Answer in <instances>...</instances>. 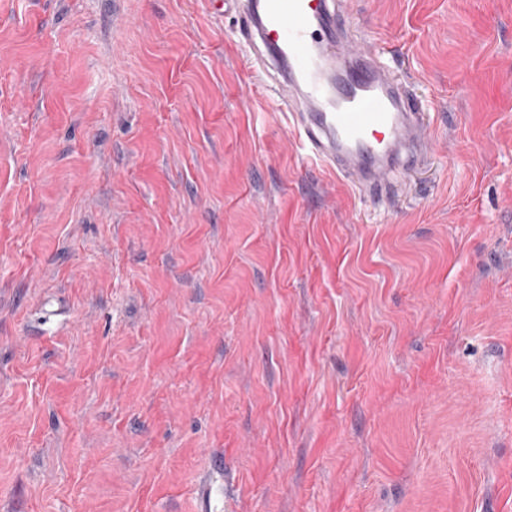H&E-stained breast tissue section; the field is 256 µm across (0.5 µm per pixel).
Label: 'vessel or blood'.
I'll use <instances>...</instances> for the list:
<instances>
[{"instance_id":"1","label":"vessel or blood","mask_w":512,"mask_h":512,"mask_svg":"<svg viewBox=\"0 0 512 512\" xmlns=\"http://www.w3.org/2000/svg\"><path fill=\"white\" fill-rule=\"evenodd\" d=\"M256 80L281 91L303 160L349 178L374 201L432 145L405 76L351 34L338 0H225Z\"/></svg>"}]
</instances>
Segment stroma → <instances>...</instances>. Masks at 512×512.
I'll return each mask as SVG.
<instances>
[{
    "instance_id": "stroma-1",
    "label": "stroma",
    "mask_w": 512,
    "mask_h": 512,
    "mask_svg": "<svg viewBox=\"0 0 512 512\" xmlns=\"http://www.w3.org/2000/svg\"><path fill=\"white\" fill-rule=\"evenodd\" d=\"M350 11L380 204L218 0H0V512H512V0Z\"/></svg>"
}]
</instances>
